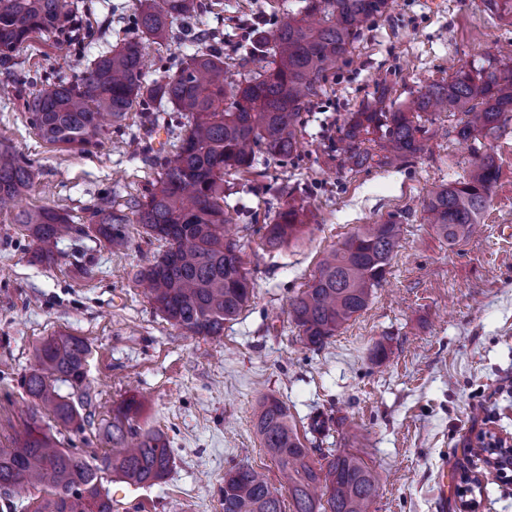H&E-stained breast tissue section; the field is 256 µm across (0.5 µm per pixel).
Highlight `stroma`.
<instances>
[{
  "mask_svg": "<svg viewBox=\"0 0 512 512\" xmlns=\"http://www.w3.org/2000/svg\"><path fill=\"white\" fill-rule=\"evenodd\" d=\"M221 0L205 16L216 40L237 43L244 18L274 28L297 13L300 0ZM137 0H65L90 38L60 45L56 32L25 44L0 65V86L35 88L45 80L77 81L100 53L134 37L125 18ZM173 38L146 46L148 78L175 70L186 51ZM512 48V0L500 12L484 0H394L370 22L351 62L337 68L314 99L300 137L301 153L284 162L257 153L249 178L231 175L224 199L232 231L254 281V297L214 342L181 335L151 307L134 275L160 250L141 225L128 227L130 246L111 251L93 241L63 240L70 254L84 249L88 273L67 264L32 262L14 216L0 212V448L20 437L32 409L22 379L39 343L57 332L84 338L92 349L88 381L97 418L129 394L144 401L142 427L162 430L174 466L167 479L115 499L114 512H223L224 473L245 463L277 482L252 413L266 396L281 400L300 438L316 447L351 448L381 477L373 512H463V475L481 481L478 512H512V479L501 477L481 452L485 436L512 446V116L474 146L457 140L459 114L436 115L443 136L400 169L371 166L349 172L329 146L345 113L357 109L376 79L392 85L397 105L448 77L451 66ZM151 128L137 106L99 146L85 150L45 143L17 95L0 94V143L29 159L35 185L25 208L50 206L76 218L102 196L127 205L146 194L161 171L159 147H171L187 121L166 115ZM495 155L499 179L480 224L451 245L427 224L422 202L438 184L463 179L477 152ZM291 195L314 219L301 237L277 252L263 246V227ZM396 217L403 226L385 282L368 307L322 348L304 347L288 302L302 291L322 258L356 225ZM387 357L376 364L374 350ZM327 421L312 435L314 418Z\"/></svg>",
  "mask_w": 512,
  "mask_h": 512,
  "instance_id": "obj_1",
  "label": "stroma"
}]
</instances>
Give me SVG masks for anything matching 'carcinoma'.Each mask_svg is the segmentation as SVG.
<instances>
[{
  "mask_svg": "<svg viewBox=\"0 0 512 512\" xmlns=\"http://www.w3.org/2000/svg\"><path fill=\"white\" fill-rule=\"evenodd\" d=\"M137 36L123 47L99 55L76 84L48 82L25 95L24 106L39 136L53 145L97 144L108 127L124 122L134 104L181 112L188 129L163 172L142 198L127 209H112L101 198L85 208L86 223L52 207L16 214L28 239L31 260L55 265L58 243L65 238L92 239L104 247L125 249L127 225L140 224L163 249L135 278L145 284L153 309L171 326L192 336L218 338L253 296L242 247L229 237L233 217L224 209V176L244 177L255 169V149L288 160L296 155L307 111L329 73L350 61L364 27L382 17L391 0H304L300 16H288L267 31L243 26L250 61L257 70L233 78L226 53L194 33L200 48L184 56L173 74L150 80L144 70L145 43L170 37L175 19H198L213 3L207 0H139ZM64 0H0V61L7 62L32 34L57 27ZM389 85L376 83L358 108L347 113L330 146L340 164L355 171L365 165L399 169L428 150L436 131L420 124L424 112H459L458 136L477 139L500 128L512 112V58H486L457 68L449 80L432 83L407 105L386 107ZM499 177L492 154L483 155L463 180L443 183L423 200L426 220L436 233L455 244L481 222ZM35 175L30 162L0 145V211L15 208L30 192ZM312 213L286 200L273 223L265 225L264 245L278 251L303 233ZM403 235L402 224L389 218L361 224L319 263L307 288L289 302V316L306 347L320 348L364 311L372 289L386 279L390 260ZM89 344L70 333L52 336L34 349L35 365L22 380L34 410L25 433L0 448V494L13 501L40 489L44 495L27 505L30 512H112L104 488L109 473L133 485L153 486L169 475L173 450L163 433L138 423L143 402L135 395L112 408L99 427L112 448L88 460L66 448L41 426L42 416L83 432L95 423V395L88 382ZM67 385L76 395L63 394ZM254 428L280 473L279 486L248 464L224 473L223 512H370L380 479L350 449L327 450L321 460L288 422V408L265 397L254 412ZM292 509H283V493Z\"/></svg>",
  "mask_w": 512,
  "mask_h": 512,
  "instance_id": "cac0c4a2",
  "label": "carcinoma"
}]
</instances>
